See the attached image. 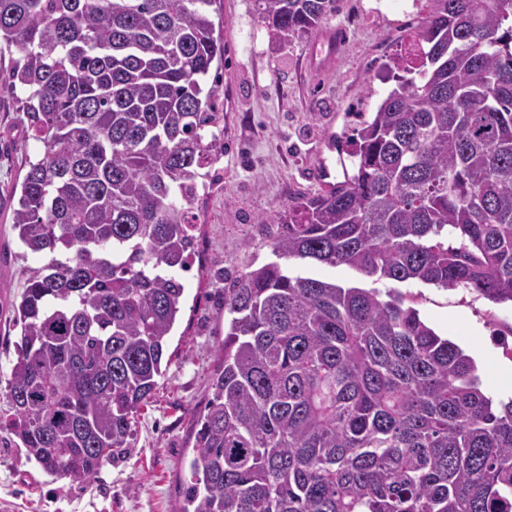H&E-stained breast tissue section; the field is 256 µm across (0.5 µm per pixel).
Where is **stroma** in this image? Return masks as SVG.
<instances>
[{"label":"stroma","mask_w":512,"mask_h":512,"mask_svg":"<svg viewBox=\"0 0 512 512\" xmlns=\"http://www.w3.org/2000/svg\"><path fill=\"white\" fill-rule=\"evenodd\" d=\"M420 0H343L328 20L346 40L326 73L312 65L326 54L318 30L288 43L274 39L255 0H216L224 60L213 99L224 114V152L213 164L193 211L198 252L184 276V304L169 338L171 364L142 410L132 446L105 462L86 484L57 479L0 432V512H181L186 464L196 419L213 397L212 379L224 343V269L267 262L271 228L261 215L300 194L342 181L347 138L375 112L389 90L382 76L420 18ZM19 105L0 83V366L14 355L18 334L10 303L40 255L19 246L7 200L24 175L33 147L24 143ZM421 318L455 343L469 341L494 398L512 396L502 381L512 368V307L458 288L403 285Z\"/></svg>","instance_id":"obj_1"}]
</instances>
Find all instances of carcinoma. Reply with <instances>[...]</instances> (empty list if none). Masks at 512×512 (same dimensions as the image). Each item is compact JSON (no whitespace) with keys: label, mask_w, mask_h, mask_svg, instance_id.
I'll return each instance as SVG.
<instances>
[{"label":"carcinoma","mask_w":512,"mask_h":512,"mask_svg":"<svg viewBox=\"0 0 512 512\" xmlns=\"http://www.w3.org/2000/svg\"><path fill=\"white\" fill-rule=\"evenodd\" d=\"M286 43L341 0H256ZM215 0H0V80L42 147L12 190L42 256L0 431L46 474L89 482L130 446L170 365L199 180L224 153L204 91ZM394 87L355 129L353 173L258 218L273 259L224 284L215 396L183 512H512V399L399 283L512 303V0H426ZM456 244H448V236ZM346 266L391 287L288 271Z\"/></svg>","instance_id":"cac0c4a2"}]
</instances>
